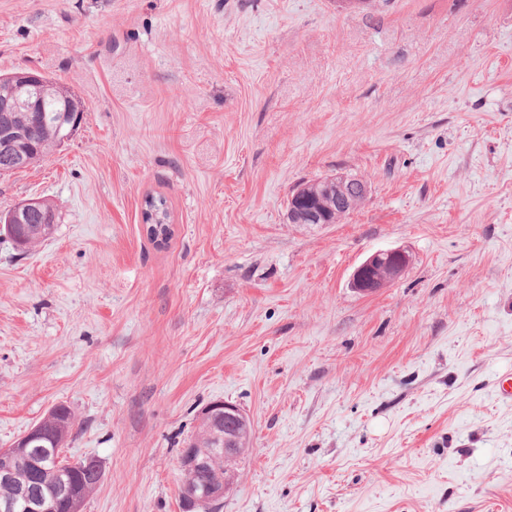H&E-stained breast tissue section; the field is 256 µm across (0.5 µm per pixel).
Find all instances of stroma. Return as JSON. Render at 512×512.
<instances>
[{
	"instance_id": "35a3bbf8",
	"label": "stroma",
	"mask_w": 512,
	"mask_h": 512,
	"mask_svg": "<svg viewBox=\"0 0 512 512\" xmlns=\"http://www.w3.org/2000/svg\"><path fill=\"white\" fill-rule=\"evenodd\" d=\"M27 69L86 112L0 176V214L59 213L0 236V448L68 405L65 456L104 472L82 512H183L223 400L252 439L222 512H512V0H0V74ZM336 173L366 201L289 223ZM42 202V215L38 212L29 214L35 208L37 200L28 199L18 202L10 213L5 215L3 220L2 216L0 217V222L5 224V228H3L4 231L8 234L11 241L16 246V249L22 253H26L38 247L48 240L54 233L56 208L54 204L47 200H42ZM47 211H52L53 213V220L50 222L45 218V213ZM23 221L24 224H19ZM6 224H16L14 235H12L11 231L6 228ZM411 261L402 248L376 251L353 272L351 287L362 294H373L395 282Z\"/></svg>"
}]
</instances>
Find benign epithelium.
Segmentation results:
<instances>
[{"mask_svg": "<svg viewBox=\"0 0 512 512\" xmlns=\"http://www.w3.org/2000/svg\"><path fill=\"white\" fill-rule=\"evenodd\" d=\"M19 89L29 86L46 89L49 83L39 71H26L17 74ZM0 152L23 165L26 163L24 153L19 149V138L9 129L0 133ZM348 177L344 174L336 176V185L328 190V198L318 202L314 207L302 210L307 223H320L321 213L324 210L348 209L352 206L345 195L344 184ZM37 200L28 199L18 202L14 208L0 222L4 224H19L35 208ZM411 261L409 253L402 248L380 250L370 255L353 272L351 287L362 294H373L379 289L395 282L406 270ZM224 415V447L212 449V455L224 460V470L229 477L224 479L220 486L200 488L193 477L197 471L203 469L208 462L206 454L199 451V445L191 441L182 449L179 459V468L184 475L181 489V498L185 509L193 512L195 509L208 510L210 505L224 498L235 485L236 473L230 470L236 460L242 455L239 427L249 420V416L237 405L226 402H212L203 409V414ZM54 412L50 411L37 424L31 427L10 448H0V483L11 485L14 481V460L18 456H26L32 460L39 469H59L71 465L59 453H47L37 445L42 437L45 424L53 420ZM25 507L30 512H81L85 494L77 490L64 489L62 499H47L38 493L26 489L20 493Z\"/></svg>", "mask_w": 512, "mask_h": 512, "instance_id": "benign-epithelium-1", "label": "benign epithelium"}]
</instances>
